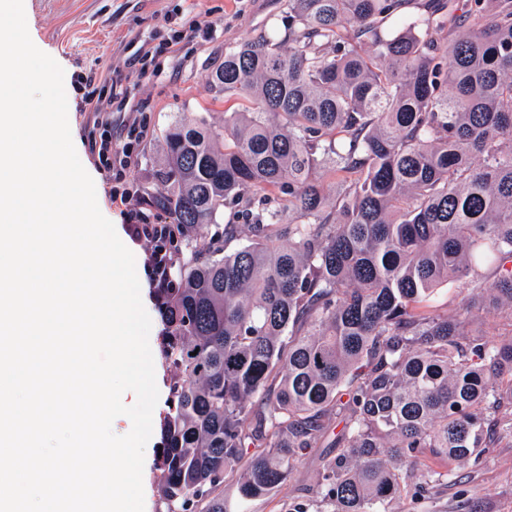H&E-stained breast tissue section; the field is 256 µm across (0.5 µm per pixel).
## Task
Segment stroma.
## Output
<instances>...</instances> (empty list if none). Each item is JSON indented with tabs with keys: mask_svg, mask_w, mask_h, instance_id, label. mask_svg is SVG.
<instances>
[{
	"mask_svg": "<svg viewBox=\"0 0 512 512\" xmlns=\"http://www.w3.org/2000/svg\"><path fill=\"white\" fill-rule=\"evenodd\" d=\"M27 28L32 41L56 58L64 70V87L73 99L68 120L76 130L78 157L99 168L92 153L93 116L76 88L78 75L104 80L118 74L128 76L132 98L124 110L108 100L98 109L112 121L113 130L144 113L149 131L139 149L129 179L132 205L156 210L157 176L165 162L162 134L174 122L199 124L219 132L224 128V94L211 75L224 63V50L246 37H255L281 26L287 14V0H24ZM175 18L187 29H211L206 41L184 42L172 64L138 74L128 64L136 49H153ZM135 256V268L143 289L141 298L151 319L149 344L153 355L159 400L153 411L161 417L167 408L168 370L160 352L164 328L146 289L145 261L150 248L146 240L124 237ZM332 448H309L286 484L269 498L255 501L249 512H288L298 498L322 480L325 462L335 456ZM388 512H512V442L486 449L479 461L455 465L451 479L408 492L392 500Z\"/></svg>",
	"mask_w": 512,
	"mask_h": 512,
	"instance_id": "obj_1",
	"label": "stroma"
}]
</instances>
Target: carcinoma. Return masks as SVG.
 I'll list each match as a JSON object with an SVG mask.
<instances>
[{
    "instance_id": "obj_1",
    "label": "carcinoma",
    "mask_w": 512,
    "mask_h": 512,
    "mask_svg": "<svg viewBox=\"0 0 512 512\" xmlns=\"http://www.w3.org/2000/svg\"><path fill=\"white\" fill-rule=\"evenodd\" d=\"M413 2L288 0V48L224 52V130L164 132L155 201L187 240L165 296L159 512H242L327 446L329 512H386L410 477H450L427 460L512 440V336L466 333L512 317V0H427L390 27ZM229 201L254 239L227 254L208 232ZM444 283L451 317L428 309ZM512 331L509 322L504 319L487 317L483 321H476L467 327L469 334L480 335L483 340L495 343L504 337H507Z\"/></svg>"
}]
</instances>
